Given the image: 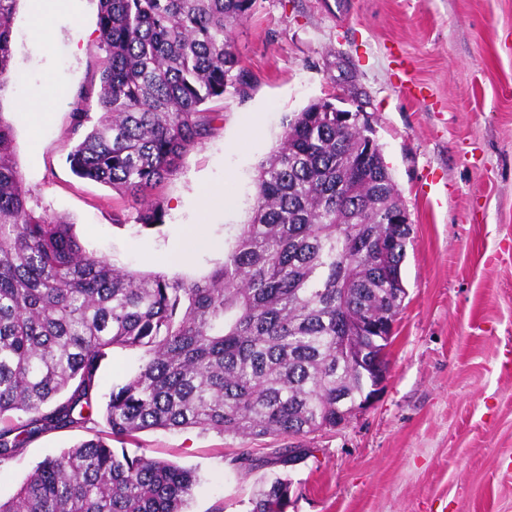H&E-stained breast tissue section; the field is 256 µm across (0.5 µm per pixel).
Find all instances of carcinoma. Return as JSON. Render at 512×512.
<instances>
[{"label": "carcinoma", "mask_w": 512, "mask_h": 512, "mask_svg": "<svg viewBox=\"0 0 512 512\" xmlns=\"http://www.w3.org/2000/svg\"><path fill=\"white\" fill-rule=\"evenodd\" d=\"M18 0H0V87L13 58ZM254 0H99L100 115L68 155L83 179L142 202L202 144L203 105L249 83L231 33ZM79 89L73 130L88 120ZM336 114H293L257 171L256 193L224 261L199 280L118 267L87 251L65 217L38 211L0 116V420L23 413L31 436L84 424L106 350L143 352L112 390L114 438L197 428L243 439L336 429L368 396L358 353L393 335L404 297L410 224L382 223L405 204L379 153L361 150ZM0 428V462L25 439ZM195 475L102 439L41 461L0 512H184ZM289 482L263 484L251 512H287Z\"/></svg>", "instance_id": "1"}]
</instances>
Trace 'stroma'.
Wrapping results in <instances>:
<instances>
[{
    "label": "stroma",
    "mask_w": 512,
    "mask_h": 512,
    "mask_svg": "<svg viewBox=\"0 0 512 512\" xmlns=\"http://www.w3.org/2000/svg\"><path fill=\"white\" fill-rule=\"evenodd\" d=\"M89 30L75 46L68 15L34 42L28 0L14 19L12 72L49 109L20 110L0 88L27 189L67 217L97 255L140 272L198 279L224 260L247 223L259 165L287 119L340 96L370 115L412 233L387 379L344 428L295 439L244 441L195 429L106 437L113 387L137 370L136 350H108L83 427L50 431L0 463V500L36 464L84 439L191 469L187 512H250L263 481L288 479V512H512V0H255L232 34L252 81L247 95L212 99V135L155 192L163 224L134 221L139 202L75 176L67 161L74 92L97 89L98 0H76ZM128 217L113 223L114 212ZM259 459L244 472L241 450Z\"/></svg>",
    "instance_id": "1"
}]
</instances>
